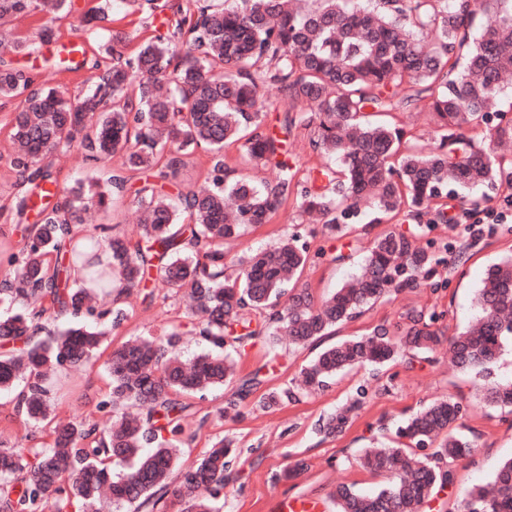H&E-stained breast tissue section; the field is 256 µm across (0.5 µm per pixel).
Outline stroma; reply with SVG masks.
Here are the masks:
<instances>
[{"label":"stroma","mask_w":512,"mask_h":512,"mask_svg":"<svg viewBox=\"0 0 512 512\" xmlns=\"http://www.w3.org/2000/svg\"><path fill=\"white\" fill-rule=\"evenodd\" d=\"M69 15L50 20L35 12L30 16L0 23V34L24 32L30 38L29 51L16 54L0 51V58L35 75L38 81L58 88L65 96L83 94L90 86L96 61L102 60L112 35L128 36L129 50H136L153 34L154 25L144 0H109L104 19L81 27L80 20L99 5V0H71ZM52 23L58 33L54 43H40L36 36L44 23ZM85 44L87 66H60L66 58L69 40ZM17 103L0 98V249L17 245L24 234L12 205L23 189L11 171L12 147L8 137ZM393 120L405 131L408 145L430 149L436 138V119L426 103L417 109L394 113ZM312 129L294 128L286 138L289 161L297 168L301 186H308L334 158L310 147ZM120 157L96 159L74 147L54 155L53 172L61 188L99 183L108 186ZM211 166L203 152L188 156L177 174L159 179L156 172H127V183L104 212L89 215L88 232L105 227L139 239L143 227L132 202L137 190L165 185L167 191L201 185ZM482 199L483 210H502L512 199V185L495 182L470 189L448 187L435 206L423 210L419 219L398 217L373 223L367 204H360L345 220L341 233L331 234L322 224L310 223L308 215L294 205H286L270 223L245 229L236 240L225 243L226 262L249 257L261 248L275 245L281 238L297 234L305 242L310 261L300 278L315 300H323L361 272L364 257L375 239L388 231L413 236L416 246L435 253L439 260L432 276L417 287L394 293L378 301L356 319L336 325L328 336L296 348L277 332L271 310L249 311L253 323L264 333L231 354L237 378L262 370L263 383L236 406H229L231 388L211 389L188 396V415L183 422L180 466L195 464L210 447L233 440L237 456L228 473L229 483L220 501V512H270L277 497H304L319 500L322 512H336L334 495L342 484L372 491L385 484V476L360 468L357 460L364 449L395 445L398 426L433 401L451 397L461 402L459 435L473 441L474 453L449 462L453 484L435 495L423 512H458L464 491L488 482L501 461L512 456V414L485 406L479 387L482 378L475 372L456 369L447 346L428 354L406 353L382 367L365 366L340 374L323 391L299 395L296 400L266 407L263 394L294 385L302 367L323 349L340 341L370 335L375 326L407 323L410 315L434 316V329L443 336L454 335L479 315L476 295L488 268L512 254V223L487 224L480 236H470L465 225L443 223L439 212L447 206L466 210L471 199ZM116 308L126 317L106 336L94 358L87 364L60 373V389L55 399L57 419L91 426L105 424L109 415L98 403L109 391L106 360L110 352L138 337L166 336L190 313L183 293L156 288L153 300L142 294L119 296ZM18 389L0 391V446L11 448L49 444L47 429H30L17 409ZM350 408L344 431L327 437L318 430L320 419L342 408ZM296 468L293 478L282 479L285 469Z\"/></svg>","instance_id":"1"}]
</instances>
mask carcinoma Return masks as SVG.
<instances>
[{"instance_id": "1", "label": "carcinoma", "mask_w": 512, "mask_h": 512, "mask_svg": "<svg viewBox=\"0 0 512 512\" xmlns=\"http://www.w3.org/2000/svg\"><path fill=\"white\" fill-rule=\"evenodd\" d=\"M225 2L200 6L130 56L127 37L113 36L112 66L84 96L66 98L0 60V97L18 101L11 169L17 181L38 189L15 205L18 219L35 211L38 221L8 254L15 276L0 288V302L21 297L39 305L28 315L0 317V339L29 342L33 321L50 310L103 318L108 311L98 307L96 294L118 275L129 290L157 283L189 290L194 330L204 345L183 357L174 329L159 342L135 340L114 350L111 390L99 403L110 409L109 422L101 429L56 425L52 445L29 454L1 448L0 512H44L52 497L56 512L74 503L83 512H102L105 491L115 505L141 506L166 495L172 478L181 512H217L214 502L234 459L232 442H218L195 465L181 468L177 436L188 410L184 396L233 382L224 346L244 347L260 335L257 329L228 334L244 311L282 306L280 330L304 346L381 298L429 279L439 264L406 235L387 232L369 251L361 276L318 308L307 289L297 288L310 256L294 235L226 274L224 241L269 223L297 183L286 139L265 125V86H275L291 105H318L309 116L286 112L282 129L315 126L313 148L339 159L322 171L326 184L300 196V208L321 214L332 232L364 196L374 199L380 217L392 219L417 216L450 185L512 184V166L468 135L497 112L504 77L512 73V0H485L492 15L478 39L472 37V0H303L302 7L295 0ZM32 3L0 0V19L24 15ZM425 99L438 124L437 144L428 153L406 146L402 129L375 119ZM71 144L96 157L119 154L131 171L157 168L164 179L201 150L212 163L208 186L178 192L186 224L168 195L141 188L136 203L143 238H108L109 271L92 240L68 237L88 205H111L105 191L78 187L65 194L59 187L50 155ZM234 144L248 160L272 165L275 184L262 191L246 177L229 178L224 151ZM77 265L86 272L81 283L71 277ZM477 303L480 318L449 337L448 347L456 367L487 379L512 340V256L486 271ZM103 336L92 323H75L30 349L0 355V388L25 380L19 412L35 424L47 420L58 370L88 361ZM440 343L419 315L392 331L377 327L370 336L326 348L302 368V381L308 391H319L356 366L388 363L402 348L431 353ZM483 390L488 406L512 413V380L487 381ZM461 412L459 401L441 399L398 428L402 445L365 449L362 466L387 474L388 482L371 493L340 486L337 512H422L435 491L452 484L447 460L474 451L472 441L454 433ZM460 507L512 512V457L487 484L467 492Z\"/></svg>"}]
</instances>
